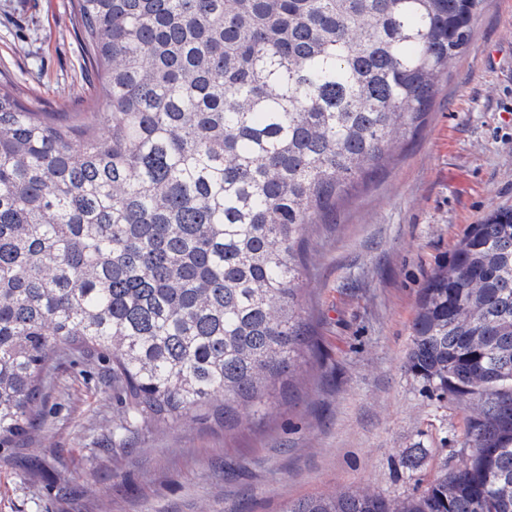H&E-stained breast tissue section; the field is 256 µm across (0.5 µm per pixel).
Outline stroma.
<instances>
[{
  "instance_id": "35a3bbf8",
  "label": "stroma",
  "mask_w": 512,
  "mask_h": 512,
  "mask_svg": "<svg viewBox=\"0 0 512 512\" xmlns=\"http://www.w3.org/2000/svg\"><path fill=\"white\" fill-rule=\"evenodd\" d=\"M0 77L30 109L88 117L99 93L72 0H0ZM512 206V0H487L418 138L318 225L301 302L305 356L275 413L112 435V363L62 361L38 427L0 448V512H279L313 492L366 485L421 494L455 465L464 414L409 371L418 294L468 225ZM426 449L407 471L406 449Z\"/></svg>"
}]
</instances>
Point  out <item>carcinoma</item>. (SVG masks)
I'll use <instances>...</instances> for the list:
<instances>
[{"instance_id": "carcinoma-1", "label": "carcinoma", "mask_w": 512, "mask_h": 512, "mask_svg": "<svg viewBox=\"0 0 512 512\" xmlns=\"http://www.w3.org/2000/svg\"><path fill=\"white\" fill-rule=\"evenodd\" d=\"M485 0H73L109 119L0 85V448L61 360L112 358V431L276 409L315 355L306 233L413 138ZM410 371L466 450L419 496L362 486L282 512H512V207L419 294Z\"/></svg>"}]
</instances>
